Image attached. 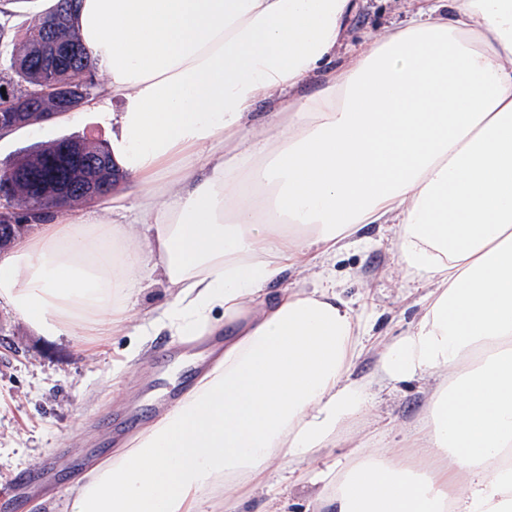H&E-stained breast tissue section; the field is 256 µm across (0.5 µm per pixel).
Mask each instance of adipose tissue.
<instances>
[{
    "mask_svg": "<svg viewBox=\"0 0 512 512\" xmlns=\"http://www.w3.org/2000/svg\"><path fill=\"white\" fill-rule=\"evenodd\" d=\"M358 7L77 0L104 76L88 107L140 209L110 195L28 216L34 233L0 254V302L42 336L122 335L156 271L171 300L155 324L224 350L79 480L70 512H277L257 499L276 476L316 485L314 512H512V0H422L337 63ZM371 224L395 225L397 264L426 291L378 346L379 375L434 386L407 450L314 469L368 405L352 377L367 324L323 264L372 246ZM310 271L313 289L285 287Z\"/></svg>",
    "mask_w": 512,
    "mask_h": 512,
    "instance_id": "1",
    "label": "adipose tissue"
}]
</instances>
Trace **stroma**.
<instances>
[{
	"label": "stroma",
	"instance_id": "35a3bbf8",
	"mask_svg": "<svg viewBox=\"0 0 512 512\" xmlns=\"http://www.w3.org/2000/svg\"><path fill=\"white\" fill-rule=\"evenodd\" d=\"M412 9V0H363L347 43L378 39ZM71 136L108 144L112 129L96 112L80 108L1 135L0 163L30 146ZM367 233L373 247L341 250L328 267L345 297L377 315L375 333L390 340L414 324L421 293L403 282L395 265L393 225L373 224ZM130 342L115 336L101 350H86L66 336L37 335L0 304V512H69V494L60 482L73 480L75 466L91 468L122 447L121 433L161 416L160 393L180 396L197 373L193 354L210 347L209 341L186 343L164 330L146 337L139 357L113 375V352ZM376 371L375 353L356 364V376L371 383L369 411L346 438L320 453L314 467L343 463L363 442L396 446L413 431L428 399V381L380 383Z\"/></svg>",
	"mask_w": 512,
	"mask_h": 512
}]
</instances>
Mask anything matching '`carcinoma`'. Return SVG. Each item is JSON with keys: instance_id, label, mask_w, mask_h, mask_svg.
Returning a JSON list of instances; mask_svg holds the SVG:
<instances>
[{"instance_id": "1", "label": "carcinoma", "mask_w": 512, "mask_h": 512, "mask_svg": "<svg viewBox=\"0 0 512 512\" xmlns=\"http://www.w3.org/2000/svg\"><path fill=\"white\" fill-rule=\"evenodd\" d=\"M73 0H54L52 8L40 13L28 26L20 42L13 44L11 70L0 74V87L11 94L26 95L48 83H66L76 77L87 79L89 96L96 95L98 84L90 73L87 52L72 22ZM50 14L63 16L74 49L63 66L49 60V46L54 32L44 28ZM42 41V48L36 41ZM26 162L0 167V183L21 180L28 187L26 214L42 212L52 206L51 200L63 196L77 200L88 194L103 195L112 191V171L116 164L109 149L83 139L63 138L50 145L25 150Z\"/></svg>"}]
</instances>
